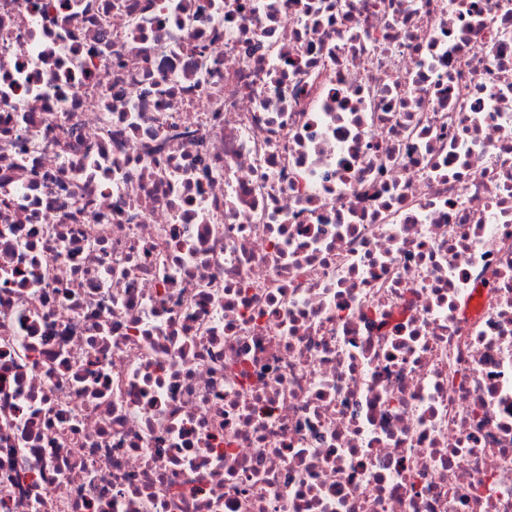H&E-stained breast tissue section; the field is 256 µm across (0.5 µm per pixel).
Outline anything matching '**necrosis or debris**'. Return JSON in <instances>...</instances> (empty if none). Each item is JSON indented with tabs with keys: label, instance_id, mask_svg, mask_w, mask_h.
<instances>
[{
	"label": "necrosis or debris",
	"instance_id": "1",
	"mask_svg": "<svg viewBox=\"0 0 512 512\" xmlns=\"http://www.w3.org/2000/svg\"><path fill=\"white\" fill-rule=\"evenodd\" d=\"M10 512H512V0H0Z\"/></svg>",
	"mask_w": 512,
	"mask_h": 512
}]
</instances>
